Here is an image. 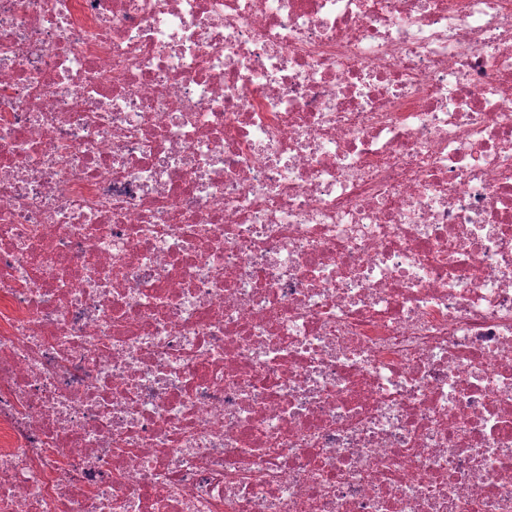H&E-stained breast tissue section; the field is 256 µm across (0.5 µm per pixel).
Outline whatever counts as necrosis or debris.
Masks as SVG:
<instances>
[{"label": "necrosis or debris", "mask_w": 512, "mask_h": 512, "mask_svg": "<svg viewBox=\"0 0 512 512\" xmlns=\"http://www.w3.org/2000/svg\"><path fill=\"white\" fill-rule=\"evenodd\" d=\"M0 512H512V0H0Z\"/></svg>", "instance_id": "4bbe7bcc"}]
</instances>
